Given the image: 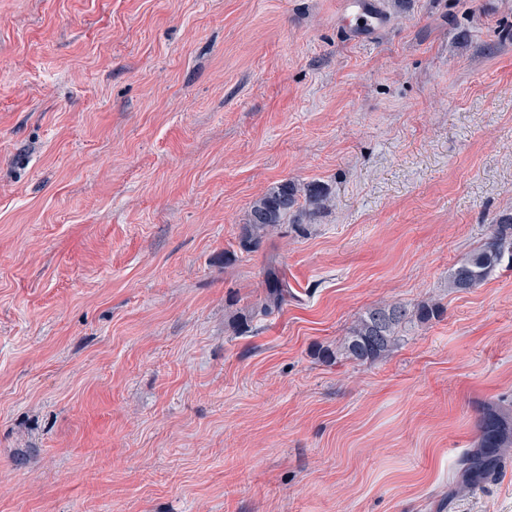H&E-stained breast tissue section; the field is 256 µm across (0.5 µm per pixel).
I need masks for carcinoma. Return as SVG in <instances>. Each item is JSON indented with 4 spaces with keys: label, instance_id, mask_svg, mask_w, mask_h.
Instances as JSON below:
<instances>
[{
    "label": "carcinoma",
    "instance_id": "1",
    "mask_svg": "<svg viewBox=\"0 0 512 512\" xmlns=\"http://www.w3.org/2000/svg\"><path fill=\"white\" fill-rule=\"evenodd\" d=\"M331 200L323 186L282 180L269 186L250 205L240 225L238 245L250 253L258 250L282 225L302 223V218L326 209ZM508 261L512 266V224H500L465 258L448 270V288L467 292L487 281ZM276 258H268L266 295L259 312L267 315L281 307L288 294ZM440 314L435 303L414 309L403 303H378L361 313L342 339L339 352L357 365H373L389 356L403 340L407 325L427 323ZM512 447V403L502 402L483 419L478 450L462 460L463 475L480 477L496 471L501 452Z\"/></svg>",
    "mask_w": 512,
    "mask_h": 512
}]
</instances>
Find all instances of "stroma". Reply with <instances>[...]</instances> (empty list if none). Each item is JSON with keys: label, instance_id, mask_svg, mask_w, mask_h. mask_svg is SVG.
<instances>
[{"label": "stroma", "instance_id": "stroma-1", "mask_svg": "<svg viewBox=\"0 0 512 512\" xmlns=\"http://www.w3.org/2000/svg\"><path fill=\"white\" fill-rule=\"evenodd\" d=\"M0 0V512H512V0ZM288 179L330 207L238 245ZM276 256L288 296L257 312ZM436 302L386 359L336 348ZM343 4L344 13L355 15L360 22L358 36L373 33L384 24L375 0H346ZM506 255L512 267V224H498L481 245L448 270V288L454 292L477 288L500 268ZM440 307L427 303L412 310L403 303H378L361 313L342 339L339 352L357 365H373L389 356L403 340L407 325L438 317ZM512 447V403L498 404L489 410L483 419L478 450L467 454L462 460L463 476L480 477L492 475L498 465L502 451Z\"/></svg>", "mask_w": 512, "mask_h": 512}]
</instances>
